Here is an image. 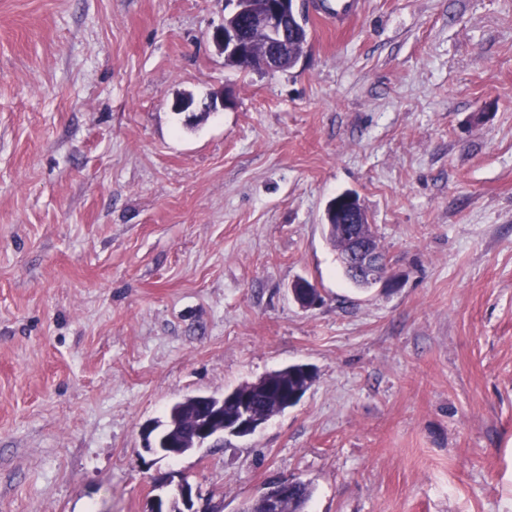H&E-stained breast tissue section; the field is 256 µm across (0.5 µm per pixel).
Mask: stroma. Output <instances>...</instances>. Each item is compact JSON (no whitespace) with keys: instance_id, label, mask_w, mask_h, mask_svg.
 I'll use <instances>...</instances> for the list:
<instances>
[{"instance_id":"obj_1","label":"stroma","mask_w":512,"mask_h":512,"mask_svg":"<svg viewBox=\"0 0 512 512\" xmlns=\"http://www.w3.org/2000/svg\"><path fill=\"white\" fill-rule=\"evenodd\" d=\"M297 4L268 75L211 41L231 0H0V512H146L159 472L215 512L275 475L306 512H512V0ZM345 191L392 280L345 278ZM293 364L254 434L143 452L175 401ZM316 13L319 16L345 23L355 18L359 13L360 0H321Z\"/></svg>"}]
</instances>
